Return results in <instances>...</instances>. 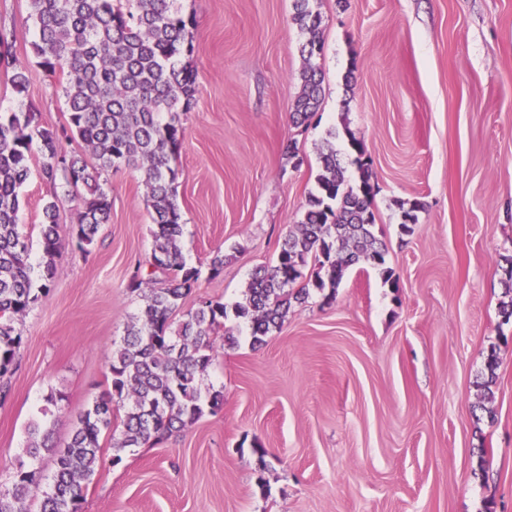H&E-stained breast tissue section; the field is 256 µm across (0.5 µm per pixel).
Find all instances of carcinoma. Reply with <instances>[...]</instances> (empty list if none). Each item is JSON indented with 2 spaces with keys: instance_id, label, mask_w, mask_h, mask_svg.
Masks as SVG:
<instances>
[{
  "instance_id": "cac0c4a2",
  "label": "carcinoma",
  "mask_w": 512,
  "mask_h": 512,
  "mask_svg": "<svg viewBox=\"0 0 512 512\" xmlns=\"http://www.w3.org/2000/svg\"><path fill=\"white\" fill-rule=\"evenodd\" d=\"M28 2L35 27L32 53L46 73L65 76L68 118L54 129L40 126L28 106L0 114V381L20 358L22 336L15 323L57 278L58 255L72 242L80 250L92 245L100 225L109 220L111 201L100 182L102 173L119 165L137 170L156 225L151 272L145 276L138 266L128 281V290L141 294L144 304L112 348L111 389L76 417L63 447L53 440V408L60 397L47 395L26 428L27 460L18 461L10 484L0 487V512H27L34 497L40 498V512H81L83 491L102 462L103 435L110 436L117 464L126 449L159 443L204 413L223 409L224 392L209 383L208 369L224 320L232 316L245 323L250 343L260 346L281 328L294 305L307 302L311 290L328 288L327 298H334L353 265L370 263L394 288L398 278L386 266V246L373 231L375 189L363 144L343 128L355 168L349 175L336 151L341 134L332 128L320 153L316 190L308 195L303 219L279 245L275 264L253 271L242 301L229 307L208 299L174 323L173 313L199 278L179 249L181 214L171 166L182 134L180 113L196 92V72L185 61L194 51L192 32L175 0ZM314 2L293 0L291 21L304 35L300 91L292 112L297 125L308 124L322 101V72L315 60L324 47L323 17ZM35 139L43 176L52 183L61 180L80 211L78 223L63 235L57 199L44 205L36 263L26 225L18 222L20 189L30 176ZM63 139L80 141L93 162L64 153ZM310 258L317 270L302 284ZM498 368L492 351L485 361L483 401L475 406L490 419L494 411L487 403ZM46 457L55 466L50 476L41 468Z\"/></svg>"
}]
</instances>
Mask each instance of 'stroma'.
<instances>
[{
  "mask_svg": "<svg viewBox=\"0 0 512 512\" xmlns=\"http://www.w3.org/2000/svg\"><path fill=\"white\" fill-rule=\"evenodd\" d=\"M319 3L322 104L302 128L290 118L303 66L293 0L175 2L197 72L172 161L179 245L200 271L176 317L242 299L301 221L326 133L343 123L372 162L375 232L399 285L350 267L334 300L313 294L258 348L245 324L225 320L236 342L216 341L208 369L223 410L117 464L104 447L81 512H512V321L500 313L512 269V0ZM28 12V0H0L11 35L0 112L22 102L55 128L68 117L65 80L33 57ZM40 166L33 157L21 189L35 243L47 201L58 200L62 231L78 219ZM103 180L109 223L87 251L60 253L59 276L16 324L24 346L0 397V485L48 394L60 397L54 437L69 440L108 390L112 344L143 304L127 283L154 244L146 189L124 165ZM415 201L418 220L402 229L401 207ZM492 347L495 416L478 418Z\"/></svg>",
  "mask_w": 512,
  "mask_h": 512,
  "instance_id": "stroma-1",
  "label": "stroma"
}]
</instances>
